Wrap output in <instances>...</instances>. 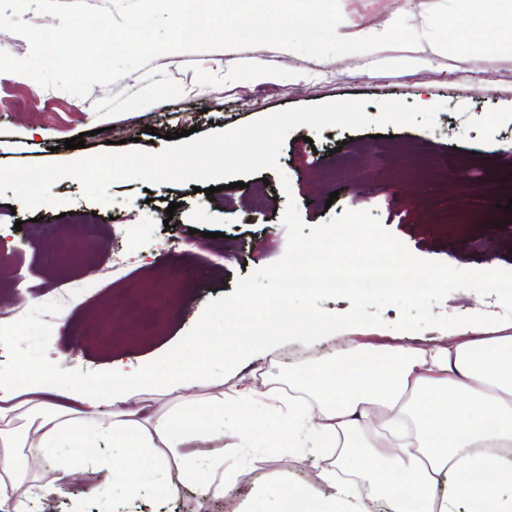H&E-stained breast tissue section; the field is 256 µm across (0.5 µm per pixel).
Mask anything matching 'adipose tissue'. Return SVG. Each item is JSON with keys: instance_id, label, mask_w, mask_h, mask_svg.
<instances>
[{"instance_id": "ef3b65f1", "label": "adipose tissue", "mask_w": 512, "mask_h": 512, "mask_svg": "<svg viewBox=\"0 0 512 512\" xmlns=\"http://www.w3.org/2000/svg\"><path fill=\"white\" fill-rule=\"evenodd\" d=\"M471 332L445 346L350 352L329 371L315 374L318 415H311L304 400L292 399L272 419L240 420L241 433L300 437L312 451H338L343 464L367 471V496L326 468L321 480L330 487L329 496L308 500L285 484L273 512H369L370 499L391 501L395 512H453L459 500L469 504V512H512V498L501 495L503 486H512V462L499 454L512 447V326L489 331L477 322ZM207 342L202 355L185 343L153 366H113L107 383L98 387L56 386L48 365L33 368L23 385L0 375V510L43 512L60 491L53 481L31 484L30 466L20 451L33 439L43 453L52 454L61 448H94L101 437H109L112 453L69 460L62 476L82 475L124 489L137 502V512H156L131 479L144 460L159 477L161 496L178 492L163 478L170 459L177 458L199 497H234L236 477L223 461L204 469L186 450L202 437L222 439L223 418L188 420L179 409L158 415L140 400L144 394L189 389L208 376L212 361L251 358L260 347L258 337L235 336L227 329L209 333ZM103 404L111 411L101 417L97 410ZM374 424L390 434V441L354 448L352 437ZM444 482L448 495L441 499L437 488Z\"/></svg>"}]
</instances>
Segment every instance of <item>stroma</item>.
I'll list each match as a JSON object with an SVG mask.
<instances>
[{"label":"stroma","mask_w":512,"mask_h":512,"mask_svg":"<svg viewBox=\"0 0 512 512\" xmlns=\"http://www.w3.org/2000/svg\"><path fill=\"white\" fill-rule=\"evenodd\" d=\"M437 0H339L337 32L361 38L385 31L399 16L423 30ZM344 99L378 103L399 99L441 104L434 128L384 125L359 131L314 133L301 126L287 137L279 171L246 176V188L206 196L191 184L145 185L121 180L111 203L84 197L80 183L57 180V206L30 209L13 194L0 196V248L10 259L0 268V373L23 375L28 363L55 364L58 382L98 385L117 359L151 362L176 344L214 299L231 294L246 273L277 261L287 244L282 218L296 201L305 227L347 210H368L417 257L463 270H512V56L454 57L430 42L384 47L367 54L315 60L269 46L205 52H171L135 68L119 81L93 86L88 96L40 86L31 78L0 73V166L49 164L105 151L108 142L133 138L159 151L167 133L195 129L197 136L240 126L272 112ZM84 136L80 149L66 139ZM473 189V209L451 224L424 217L435 203ZM176 203L166 215L168 203ZM95 216L97 237L72 244L68 221ZM58 227L65 254L48 263L41 222ZM213 233L224 250L222 265L202 255L168 251L167 239L189 230ZM122 253L135 290L102 272L106 254ZM66 291L64 302L53 294ZM381 327H352L307 347L291 342L213 369L180 394L151 397L156 411L185 402L189 414L212 413L223 404L224 438L192 446L201 463L223 460L236 475L239 497L214 498L212 512H239L254 488L292 482L305 495L330 489L319 478L329 459L291 447L278 437L237 433L235 418L271 416L260 406L236 403L243 387L287 398L309 384L313 372L332 367L337 353L357 347L446 342L448 330L398 331L395 307L382 311ZM81 500L87 512H122L121 491L101 495L83 480L63 485L51 512Z\"/></svg>","instance_id":"obj_1"}]
</instances>
